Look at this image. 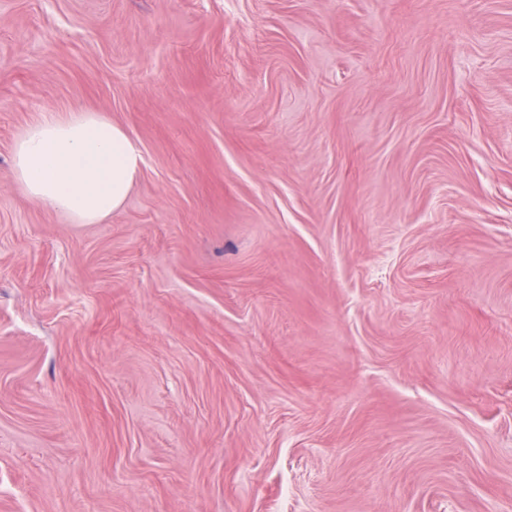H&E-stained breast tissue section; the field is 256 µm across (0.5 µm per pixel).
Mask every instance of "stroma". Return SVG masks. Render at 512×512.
Wrapping results in <instances>:
<instances>
[{"mask_svg": "<svg viewBox=\"0 0 512 512\" xmlns=\"http://www.w3.org/2000/svg\"><path fill=\"white\" fill-rule=\"evenodd\" d=\"M0 512H512V0H0ZM143 159L127 130L98 112L52 114L16 139L12 170L23 194L74 224H101L131 193Z\"/></svg>", "mask_w": 512, "mask_h": 512, "instance_id": "obj_1", "label": "stroma"}]
</instances>
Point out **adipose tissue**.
I'll return each instance as SVG.
<instances>
[{
    "instance_id": "ef3b65f1",
    "label": "adipose tissue",
    "mask_w": 512,
    "mask_h": 512,
    "mask_svg": "<svg viewBox=\"0 0 512 512\" xmlns=\"http://www.w3.org/2000/svg\"><path fill=\"white\" fill-rule=\"evenodd\" d=\"M143 159L127 130L97 112L42 117L16 139L13 174L28 200L99 224L131 193Z\"/></svg>"
}]
</instances>
